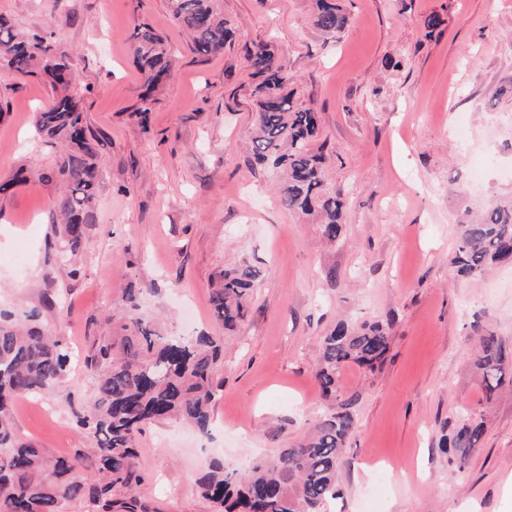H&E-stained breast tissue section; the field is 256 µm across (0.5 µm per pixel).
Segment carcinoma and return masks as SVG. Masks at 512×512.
<instances>
[{"mask_svg": "<svg viewBox=\"0 0 512 512\" xmlns=\"http://www.w3.org/2000/svg\"><path fill=\"white\" fill-rule=\"evenodd\" d=\"M173 19L188 34L193 51L209 57L224 50L230 34L221 0H168ZM313 25L328 38L342 32L348 17L339 0H314ZM132 51L151 91L170 74L174 56L153 28L137 24ZM255 87L257 112L249 145L260 165L282 172L281 205L310 217L332 242L341 233L343 195L325 184L324 145H315L319 116L293 101L290 76L273 54L259 46L247 56ZM0 67L20 80L46 75L55 92L37 113L35 128L54 152V163L41 173L56 182L60 225L55 228L57 258L76 278L71 257L81 248L89 227V208L98 180L94 135L76 94L71 55L41 34L25 36L0 16ZM512 262V199L496 201L474 218L459 222L451 264L457 272L480 279L494 266ZM262 271L249 263L225 269L211 303L216 321L232 329L250 313ZM40 312L0 311V512H62L67 502L84 501L90 512H145L140 492L147 478L140 470L136 442L153 423L184 420L209 431L212 402L223 365L219 336H163L136 319L120 323L118 332L94 341L83 358L84 371L95 380L96 399L76 414L94 443L92 455L77 449L48 457L22 440L15 428L14 407L28 396L52 390L68 373L71 351L64 337L40 322ZM477 369L483 396L475 407L463 406L450 433L442 437L448 464L465 473L486 432L485 410L512 389V349L492 331L477 332ZM390 350L389 328L379 322L354 327L338 322L321 342L315 380L333 411L316 417L308 435L274 458H261L244 471L212 462L199 479L200 495L212 512H327L340 497L338 470L343 448L355 432L353 401L342 398L341 370L356 364L375 371Z\"/></svg>", "mask_w": 512, "mask_h": 512, "instance_id": "cac0c4a2", "label": "carcinoma"}]
</instances>
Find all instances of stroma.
<instances>
[{"label": "stroma", "instance_id": "35a3bbf8", "mask_svg": "<svg viewBox=\"0 0 512 512\" xmlns=\"http://www.w3.org/2000/svg\"><path fill=\"white\" fill-rule=\"evenodd\" d=\"M222 4L235 35L200 57L168 0H0L18 30L52 33L71 52L100 167L73 279L48 248L59 190L39 178L54 154L33 129L51 85L0 68V180L27 171L0 196V310L39 309L74 353L52 392L16 405L19 436L50 456L92 453L74 416L95 396L80 358L134 291L131 318L224 339L209 433L171 421L137 441L153 512H211L197 486L209 463L242 470L301 439L327 409L314 377L322 336L341 320L379 322L391 336L382 367L350 364L339 377L357 430L328 512H512V393L493 403L464 476L439 446L482 397L477 328L512 345V265L478 281L450 265L460 215L512 196V0H342L350 22L335 39L313 27L312 0ZM139 23L175 51L150 92L131 49ZM260 43L319 114L326 180L346 198L336 242L283 208L275 174L251 162L246 55ZM245 260L264 277L250 317L228 331L210 297L218 274Z\"/></svg>", "mask_w": 512, "mask_h": 512}]
</instances>
